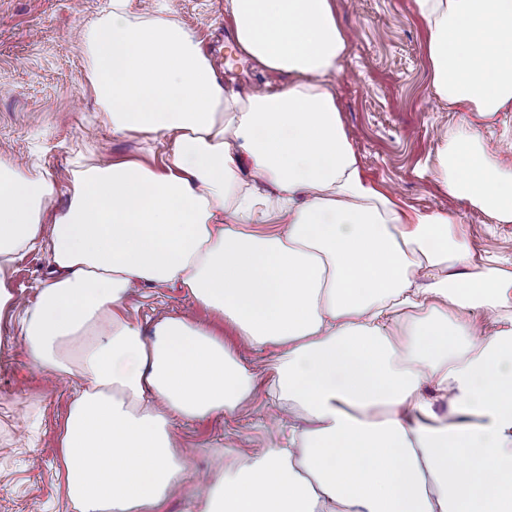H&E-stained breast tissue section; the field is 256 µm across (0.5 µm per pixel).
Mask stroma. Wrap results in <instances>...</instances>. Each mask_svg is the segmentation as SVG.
Returning a JSON list of instances; mask_svg holds the SVG:
<instances>
[{
	"label": "stroma",
	"instance_id": "obj_1",
	"mask_svg": "<svg viewBox=\"0 0 512 512\" xmlns=\"http://www.w3.org/2000/svg\"><path fill=\"white\" fill-rule=\"evenodd\" d=\"M109 0H0V160H19L47 177H64L78 156L163 164L160 147L138 134L113 135L98 117L81 41L83 28ZM225 0H174L176 19L191 29L225 87L278 89L286 74L258 67L236 52ZM350 35L334 86L344 126L367 177L404 205L454 212L477 255L512 263V223L496 224L449 196L432 171L442 136L462 123L431 86L428 32L413 0H336ZM50 270L40 249L20 252L7 271L19 306L0 313V512H66L56 475L58 431L77 381L48 379L23 351L21 317ZM192 311L196 322L235 344L234 330L182 288L142 289L132 318L143 329ZM176 448L190 449L181 484L155 512H194L225 449L288 441L287 421L264 388L250 412L174 421Z\"/></svg>",
	"mask_w": 512,
	"mask_h": 512
}]
</instances>
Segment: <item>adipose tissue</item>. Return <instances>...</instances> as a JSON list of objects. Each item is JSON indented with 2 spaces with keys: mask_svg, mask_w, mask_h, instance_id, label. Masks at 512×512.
I'll use <instances>...</instances> for the list:
<instances>
[{
  "mask_svg": "<svg viewBox=\"0 0 512 512\" xmlns=\"http://www.w3.org/2000/svg\"><path fill=\"white\" fill-rule=\"evenodd\" d=\"M130 4L84 31L91 89L113 135L163 142L164 168L84 165L59 211L53 179L0 161V310L6 268L46 249L25 353L80 382L59 437L69 512H153L186 467L173 420L241 413L261 379L292 435L225 449L196 512H512V270L477 258L456 214L364 177L331 86L349 49L334 0H226L240 51L288 75L273 92L225 89L168 8ZM414 4L435 93L473 116L437 174L511 224L512 168L482 127L512 111V0ZM147 285L185 289L236 347L184 315L143 335L128 301ZM269 348L265 372L240 359Z\"/></svg>",
  "mask_w": 512,
  "mask_h": 512,
  "instance_id": "ef3b65f1",
  "label": "adipose tissue"
}]
</instances>
